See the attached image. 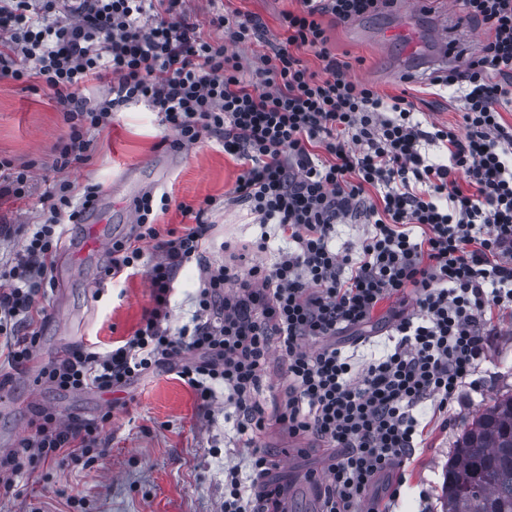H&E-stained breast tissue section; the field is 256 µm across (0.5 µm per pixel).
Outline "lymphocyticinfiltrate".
<instances>
[{
    "label": "lymphocytic infiltrate",
    "mask_w": 512,
    "mask_h": 512,
    "mask_svg": "<svg viewBox=\"0 0 512 512\" xmlns=\"http://www.w3.org/2000/svg\"><path fill=\"white\" fill-rule=\"evenodd\" d=\"M391 2L298 0L280 36L260 17L216 12L209 23L224 36L211 42L184 0H0V82L39 79L59 104L69 128L59 168L87 163L89 131L134 103L171 130L170 149L209 136L242 166L233 199L259 237L225 246L216 265L207 255L213 198L180 204L194 224L168 239L157 220L169 192L136 199L135 233L113 241L104 277L116 284L145 273L152 307L111 350L79 348L41 370L52 388L105 392L166 366L204 409L223 392L248 450L244 466L224 470V512H270L276 463L260 437L272 420L328 448L322 512H395L404 467L423 441L424 406L447 410L479 369L493 313L512 311V124L501 115L512 105V0H461L460 23H480L491 37L463 68L437 77L458 85L462 125L431 132L415 120L413 101L355 80L327 46L324 17L346 24ZM55 11L61 20L40 23ZM255 40L268 50L243 64L237 48ZM302 49L322 61L321 72L304 65ZM93 82L106 88L96 100L84 94ZM427 141L440 160L423 154ZM100 191L91 184L76 198L63 180L44 194V220L0 289V353L11 367L34 356L33 313L65 225L81 223ZM352 218L369 229L336 250V227ZM274 237L286 249L258 261ZM190 262L201 271L195 311L174 330L173 275ZM394 297L411 298L412 309L394 316L382 356L354 364L337 335ZM275 354L285 386L270 420L258 395ZM111 419L65 422L35 409L23 457L0 461V486L64 449L94 447Z\"/></svg>",
    "instance_id": "lymphocytic-infiltrate-1"
}]
</instances>
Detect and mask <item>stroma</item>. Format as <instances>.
Listing matches in <instances>:
<instances>
[{"instance_id":"35a3bbf8","label":"stroma","mask_w":512,"mask_h":512,"mask_svg":"<svg viewBox=\"0 0 512 512\" xmlns=\"http://www.w3.org/2000/svg\"><path fill=\"white\" fill-rule=\"evenodd\" d=\"M297 0H186L191 20L199 23L203 37L217 40L223 33L208 20L215 10L255 14L270 33L282 29L286 14L296 11ZM390 9L332 26L329 47L340 59L352 62V76L379 94L406 96L418 110L423 126L459 125L454 88L433 92L428 81L412 85L398 79L396 70L406 49L425 56L434 53V26L427 15L415 16L409 34L384 43L386 30L400 23ZM69 129L53 99L45 95L38 79L22 86L0 83V157L31 175L25 201H0V223L37 224L42 220L40 199L59 180L76 186L96 183L101 187L97 209L86 223L68 225L65 238L73 254L57 253L51 288L36 316L39 333L34 358L20 370L0 366V458L13 455L28 435L35 408L54 411L62 420L78 418L98 422L111 412L112 423L100 434L92 454L94 461L53 460L39 465L16 487H0V512H222L224 468L244 460L243 448L231 424L224 421V401L216 399L211 414L199 408L193 391L176 371L160 369L144 375L119 391L85 389L58 392L40 379L42 367L66 345L70 326L81 329L82 346L111 349L113 342L129 337L144 311L151 306L150 283L145 275L130 277L123 291L101 283L107 254L86 249L90 224H98L109 239L131 234L133 201L146 193L169 191L173 205L158 218L160 230H180L191 221L182 216L178 203L194 204L212 197L210 237L213 262H221L223 242L244 245L259 232L246 207L225 205L241 172L240 164L225 155L216 142L205 140L175 152L164 147L167 135L156 115L144 104H133L115 113L109 125L90 133L95 143L87 164L65 170L56 167V146ZM201 283L196 264L179 268L172 283V328L189 321L192 299ZM411 302L396 298L382 302L361 331H349L336 343L356 360L382 351L385 329L394 313L411 309ZM512 394V312L494 314L485 356L472 385L462 388L447 413L434 414L425 407L424 443L416 449L405 471L406 484L398 512H441L442 474L456 442L478 410ZM277 461H297L316 475L325 462L315 440L304 450L288 444L277 424H269L260 438Z\"/></svg>"}]
</instances>
